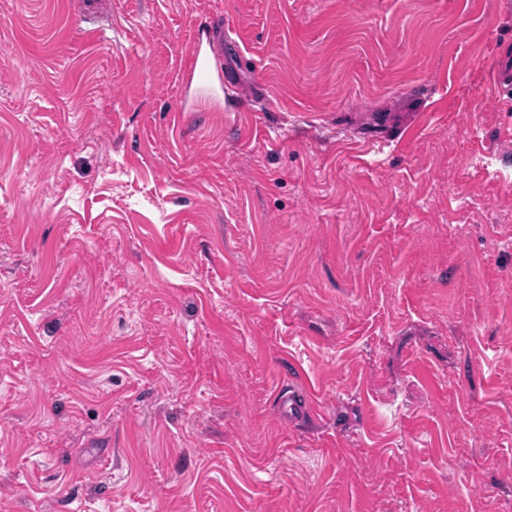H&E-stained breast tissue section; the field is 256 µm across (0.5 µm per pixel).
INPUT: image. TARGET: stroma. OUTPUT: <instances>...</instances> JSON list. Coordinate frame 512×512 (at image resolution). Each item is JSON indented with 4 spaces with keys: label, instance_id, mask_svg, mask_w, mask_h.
Masks as SVG:
<instances>
[{
    "label": "stroma",
    "instance_id": "obj_1",
    "mask_svg": "<svg viewBox=\"0 0 512 512\" xmlns=\"http://www.w3.org/2000/svg\"><path fill=\"white\" fill-rule=\"evenodd\" d=\"M510 46L512 0H0V512H512ZM279 402L281 407L288 412V419H303L309 414V404L304 395L298 394L293 387L281 389L279 392Z\"/></svg>",
    "mask_w": 512,
    "mask_h": 512
}]
</instances>
